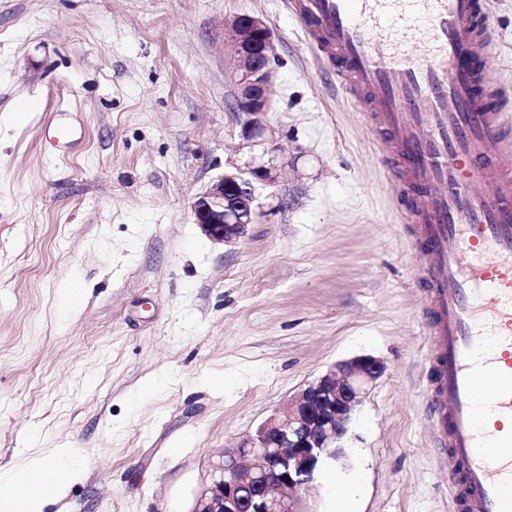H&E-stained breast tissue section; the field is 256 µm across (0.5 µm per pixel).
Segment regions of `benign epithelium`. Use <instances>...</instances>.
<instances>
[{
	"label": "benign epithelium",
	"instance_id": "7a95c632",
	"mask_svg": "<svg viewBox=\"0 0 512 512\" xmlns=\"http://www.w3.org/2000/svg\"><path fill=\"white\" fill-rule=\"evenodd\" d=\"M235 60L237 111L246 115L249 160L213 179L191 203L195 224L215 244L240 241L257 217V190L276 184L284 163L266 124L275 59L273 35L259 17L227 25ZM384 365L360 356L330 367L256 431L209 462L191 512H312L307 497L327 462L345 457L343 441L363 394Z\"/></svg>",
	"mask_w": 512,
	"mask_h": 512
}]
</instances>
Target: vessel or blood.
<instances>
[{"instance_id": "obj_1", "label": "vessel or blood", "mask_w": 512, "mask_h": 512, "mask_svg": "<svg viewBox=\"0 0 512 512\" xmlns=\"http://www.w3.org/2000/svg\"><path fill=\"white\" fill-rule=\"evenodd\" d=\"M319 65L389 138L429 248L431 396L461 512H512V116L492 99L486 0H286Z\"/></svg>"}]
</instances>
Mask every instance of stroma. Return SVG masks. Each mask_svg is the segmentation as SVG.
I'll list each match as a JSON object with an SVG mask.
<instances>
[{
  "instance_id": "35a3bbf8",
  "label": "stroma",
  "mask_w": 512,
  "mask_h": 512,
  "mask_svg": "<svg viewBox=\"0 0 512 512\" xmlns=\"http://www.w3.org/2000/svg\"><path fill=\"white\" fill-rule=\"evenodd\" d=\"M266 21L286 166L237 244L191 202L247 159L226 24ZM512 113V0H489ZM387 143L284 0H0V466L79 452L43 512H189L206 467L334 364L371 356L347 459L354 512H454L428 389L427 252ZM80 294L65 309L62 291Z\"/></svg>"
}]
</instances>
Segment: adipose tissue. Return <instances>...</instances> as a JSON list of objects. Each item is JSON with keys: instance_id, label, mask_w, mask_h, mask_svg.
Returning <instances> with one entry per match:
<instances>
[{"instance_id": "1", "label": "adipose tissue", "mask_w": 512, "mask_h": 512, "mask_svg": "<svg viewBox=\"0 0 512 512\" xmlns=\"http://www.w3.org/2000/svg\"><path fill=\"white\" fill-rule=\"evenodd\" d=\"M76 456L72 449L59 452L54 466L33 464L13 471L0 470V500L7 512H42L44 492L52 486L54 471L71 472Z\"/></svg>"}]
</instances>
